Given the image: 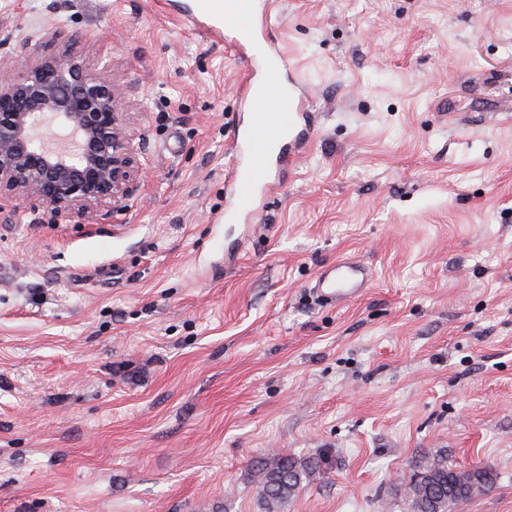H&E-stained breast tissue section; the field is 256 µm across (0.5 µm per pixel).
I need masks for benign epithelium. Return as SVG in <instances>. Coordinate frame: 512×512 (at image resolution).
Listing matches in <instances>:
<instances>
[{"label":"benign epithelium","instance_id":"benign-epithelium-1","mask_svg":"<svg viewBox=\"0 0 512 512\" xmlns=\"http://www.w3.org/2000/svg\"><path fill=\"white\" fill-rule=\"evenodd\" d=\"M138 176L107 69L61 55L0 79V201L37 198L85 215L128 199Z\"/></svg>","mask_w":512,"mask_h":512}]
</instances>
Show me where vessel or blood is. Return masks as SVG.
Wrapping results in <instances>:
<instances>
[{
    "label": "vessel or blood",
    "instance_id": "b4317fda",
    "mask_svg": "<svg viewBox=\"0 0 512 512\" xmlns=\"http://www.w3.org/2000/svg\"><path fill=\"white\" fill-rule=\"evenodd\" d=\"M243 2L223 0L222 6L215 8L208 0H196L194 8L195 13L209 19L213 32L223 35L227 44L241 52L256 75L241 97L255 119L229 144L235 162L224 175V216L228 219L253 215L259 200L277 185L288 159V145L283 142L277 149H268L264 136L268 125L283 120L292 132L308 129L310 125V117L304 112H290L283 116L265 111L258 88L263 83L286 82L288 62L272 49L267 28L253 30L231 24V17L240 13ZM372 281L373 273L366 263L341 259L318 270L313 290L324 303L340 306L362 296Z\"/></svg>",
    "mask_w": 512,
    "mask_h": 512
}]
</instances>
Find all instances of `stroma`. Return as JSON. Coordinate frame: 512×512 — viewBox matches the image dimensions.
Listing matches in <instances>:
<instances>
[{
  "instance_id": "obj_1",
  "label": "stroma",
  "mask_w": 512,
  "mask_h": 512,
  "mask_svg": "<svg viewBox=\"0 0 512 512\" xmlns=\"http://www.w3.org/2000/svg\"><path fill=\"white\" fill-rule=\"evenodd\" d=\"M188 0H0V77L112 63L142 170L90 217L0 206V512H410L422 459L512 512V0H259L315 127L249 222H219L250 111ZM374 284L316 298L319 267ZM372 281L373 273L366 263L341 259L323 265L312 288L325 304L340 306L362 296ZM304 465L293 456H280L260 461L255 466V477L260 497L274 512L273 506L291 496L300 484Z\"/></svg>"
}]
</instances>
